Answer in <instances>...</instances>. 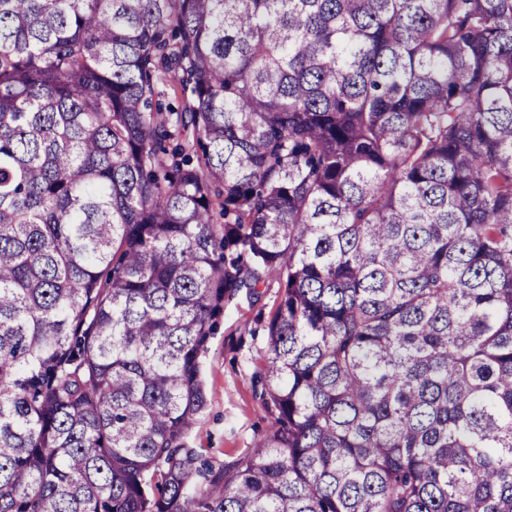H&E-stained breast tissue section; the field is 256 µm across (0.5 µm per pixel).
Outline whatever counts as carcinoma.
<instances>
[{
    "label": "carcinoma",
    "instance_id": "1",
    "mask_svg": "<svg viewBox=\"0 0 512 512\" xmlns=\"http://www.w3.org/2000/svg\"><path fill=\"white\" fill-rule=\"evenodd\" d=\"M0 512H512V0H0ZM279 301L275 281L233 299L217 331L199 356L208 406L189 436L209 469L233 467L259 445L270 415L259 397L255 372L266 347L264 324Z\"/></svg>",
    "mask_w": 512,
    "mask_h": 512
}]
</instances>
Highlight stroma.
Listing matches in <instances>:
<instances>
[{"mask_svg": "<svg viewBox=\"0 0 512 512\" xmlns=\"http://www.w3.org/2000/svg\"><path fill=\"white\" fill-rule=\"evenodd\" d=\"M279 301L277 282L233 299L199 356L208 406L189 436L212 471L233 467L259 445L270 415L255 372L266 347L264 324Z\"/></svg>", "mask_w": 512, "mask_h": 512, "instance_id": "stroma-1", "label": "stroma"}]
</instances>
